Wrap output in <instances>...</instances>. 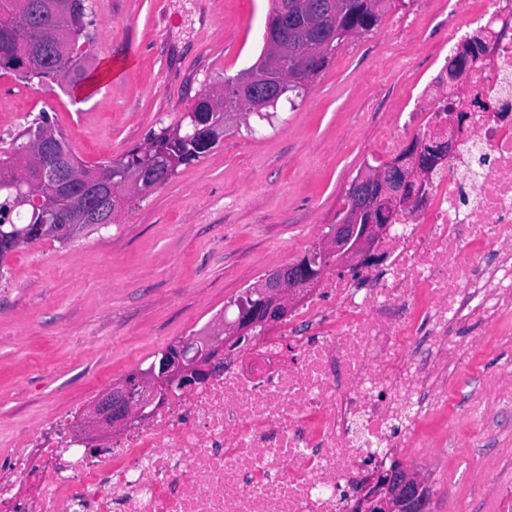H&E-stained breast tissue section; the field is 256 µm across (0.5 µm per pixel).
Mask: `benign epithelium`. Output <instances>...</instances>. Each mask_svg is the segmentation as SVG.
<instances>
[{"label":"benign epithelium","instance_id":"benign-epithelium-1","mask_svg":"<svg viewBox=\"0 0 512 512\" xmlns=\"http://www.w3.org/2000/svg\"><path fill=\"white\" fill-rule=\"evenodd\" d=\"M293 0H287L276 21L267 23V37L295 35L299 28L288 26V14ZM481 36L462 44L448 60L446 72L452 93L466 92L470 64L482 57L473 52ZM295 77L272 79L256 73L222 87L224 120L235 118L241 111L236 103H245L258 112L273 105ZM190 116L195 124L197 142L203 146L213 139L215 124L208 107L194 105ZM468 116L464 112L448 114L443 125L429 140L409 142L391 162L362 172L353 183L343 217L331 225L329 233L316 245L315 255L296 265L267 274L252 290L237 301L238 315L233 321L219 320L208 330L189 341L171 345L148 368L138 369L99 394L86 408L80 427L87 453L100 451L101 444L122 432L134 420L153 412L176 391L187 393L205 383L216 372L228 366L259 332L269 331L291 314L293 307L319 286L320 280L333 270L353 268L363 258L377 254L389 225L377 223V215L393 218L413 208L426 192L434 168L451 156L466 132ZM157 160L146 154L136 165L119 163L112 168V182L102 186L96 198L111 194L116 205L123 197L120 187L136 190L143 185L149 189L162 183L152 173ZM421 478L406 470L382 467L373 470L365 492L353 509L361 512L378 508L397 512L404 501L420 494Z\"/></svg>","mask_w":512,"mask_h":512}]
</instances>
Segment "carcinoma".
Wrapping results in <instances>:
<instances>
[{
    "instance_id": "obj_1",
    "label": "carcinoma",
    "mask_w": 512,
    "mask_h": 512,
    "mask_svg": "<svg viewBox=\"0 0 512 512\" xmlns=\"http://www.w3.org/2000/svg\"><path fill=\"white\" fill-rule=\"evenodd\" d=\"M52 0H0V70L14 73L21 79L38 78L42 81L70 79L78 85L84 79L77 70L75 53L79 41L90 39L86 0H72L65 12H55ZM382 0H344L341 7L325 16L315 10L302 17V23L315 35L334 31L343 35L333 48L315 64L312 74H318L352 39L372 30L380 22L385 8ZM47 132L53 135L57 159L40 157L35 149L27 148L30 140ZM194 126L177 139L164 135L152 143L154 150H164L178 157L179 164H187L206 152L191 138ZM69 162L64 184L56 187L55 196L63 199V210L69 219L91 206L89 191L101 186L112 170V161L106 160L93 169L82 167L72 152L66 137L49 124L47 113L32 119L24 130L0 144V235L4 247L0 248V268L16 249L38 240L34 229L49 224L45 209L34 203L46 192L42 173L56 163ZM95 231L82 224L70 232L54 231L49 238L70 244Z\"/></svg>"
}]
</instances>
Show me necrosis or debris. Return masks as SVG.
Wrapping results in <instances>:
<instances>
[{
	"label": "necrosis or debris",
	"instance_id": "1",
	"mask_svg": "<svg viewBox=\"0 0 512 512\" xmlns=\"http://www.w3.org/2000/svg\"><path fill=\"white\" fill-rule=\"evenodd\" d=\"M480 3L467 26L492 37L469 92L489 107L381 259L326 281L95 458L57 418L0 476V512H349L363 461L421 447L432 416L453 415L451 381L512 315V0ZM467 26L449 20L451 42Z\"/></svg>",
	"mask_w": 512,
	"mask_h": 512
}]
</instances>
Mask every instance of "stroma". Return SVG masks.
I'll return each instance as SVG.
<instances>
[{
	"mask_svg": "<svg viewBox=\"0 0 512 512\" xmlns=\"http://www.w3.org/2000/svg\"><path fill=\"white\" fill-rule=\"evenodd\" d=\"M78 50L85 97L0 74V138L38 112L87 167L146 149L183 124L196 98L250 66L264 47L269 0H89ZM447 0H395L312 80L296 109L227 128L224 137L145 195L116 224L69 245L44 238L0 275V473L55 415L91 402L168 344L189 338L264 274L291 265L336 223L366 165L419 134L409 101L444 66ZM512 335L455 385L458 410L484 401L483 435L465 443L442 419L424 429L433 459L430 512H512ZM493 468L498 483L480 478Z\"/></svg>",
	"mask_w": 512,
	"mask_h": 512,
	"instance_id": "35a3bbf8",
	"label": "stroma"
}]
</instances>
